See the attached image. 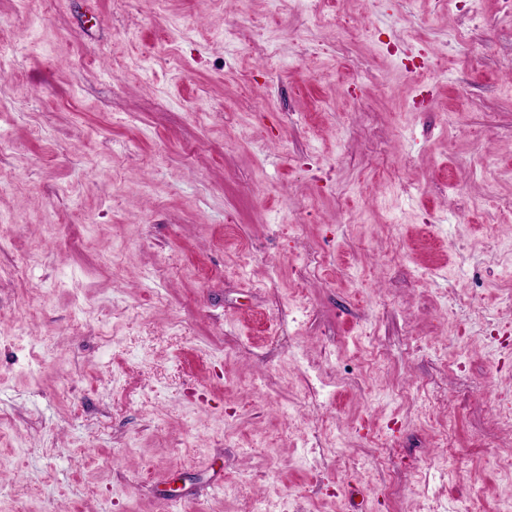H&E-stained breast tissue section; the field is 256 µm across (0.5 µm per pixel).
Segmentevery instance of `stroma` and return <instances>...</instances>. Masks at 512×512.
I'll list each match as a JSON object with an SVG mask.
<instances>
[{"label": "stroma", "mask_w": 512, "mask_h": 512, "mask_svg": "<svg viewBox=\"0 0 512 512\" xmlns=\"http://www.w3.org/2000/svg\"><path fill=\"white\" fill-rule=\"evenodd\" d=\"M28 11L0 0V512L512 501L503 0Z\"/></svg>", "instance_id": "35a3bbf8"}]
</instances>
